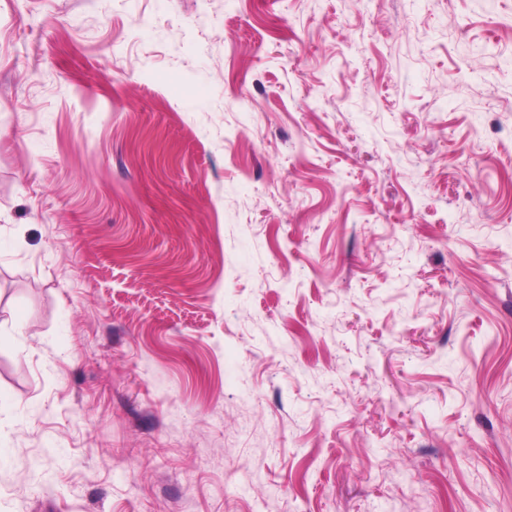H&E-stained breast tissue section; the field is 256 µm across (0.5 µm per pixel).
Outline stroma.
Returning <instances> with one entry per match:
<instances>
[{
	"label": "stroma",
	"instance_id": "35a3bbf8",
	"mask_svg": "<svg viewBox=\"0 0 512 512\" xmlns=\"http://www.w3.org/2000/svg\"><path fill=\"white\" fill-rule=\"evenodd\" d=\"M0 512H512V0H0Z\"/></svg>",
	"mask_w": 512,
	"mask_h": 512
}]
</instances>
